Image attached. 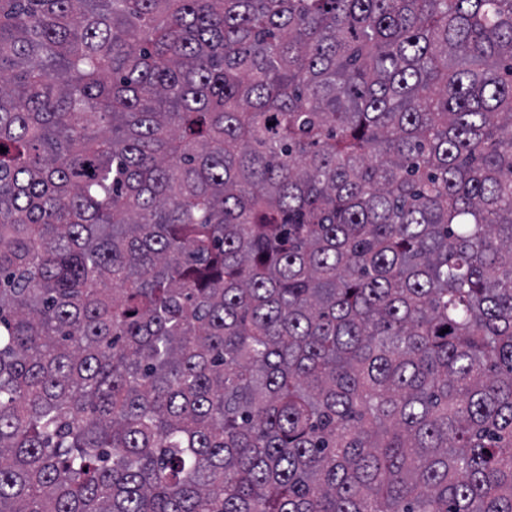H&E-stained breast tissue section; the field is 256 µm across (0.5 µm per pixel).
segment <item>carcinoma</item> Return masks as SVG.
Segmentation results:
<instances>
[{
    "mask_svg": "<svg viewBox=\"0 0 512 512\" xmlns=\"http://www.w3.org/2000/svg\"><path fill=\"white\" fill-rule=\"evenodd\" d=\"M0 146V512H512V0H0Z\"/></svg>",
    "mask_w": 512,
    "mask_h": 512,
    "instance_id": "cac0c4a2",
    "label": "carcinoma"
}]
</instances>
